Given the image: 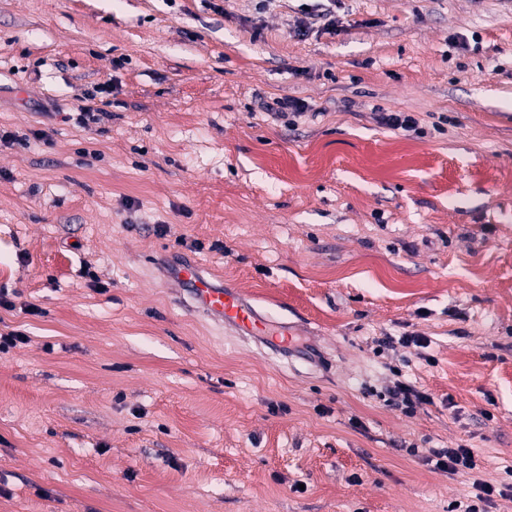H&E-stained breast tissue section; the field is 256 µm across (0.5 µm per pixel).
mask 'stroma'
I'll list each match as a JSON object with an SVG mask.
<instances>
[{
    "mask_svg": "<svg viewBox=\"0 0 512 512\" xmlns=\"http://www.w3.org/2000/svg\"><path fill=\"white\" fill-rule=\"evenodd\" d=\"M313 11L0 0V512H448L471 483L424 459L461 443L512 512V0ZM160 254L321 366L178 306ZM265 109L271 112L270 114L274 115L276 118L282 119L284 117H290V115H292L293 118H297L305 113L308 106L299 99L279 98L274 99L271 104H266ZM286 110L291 112H286ZM99 105H95V103L93 105L86 104L80 108V112L75 113V117L69 115L68 119L74 120L80 127L89 129L92 124H98L103 118L108 116V112L103 108L107 106V102L100 100ZM379 113L380 123L391 130H400L402 132L414 131L420 134L423 133L421 128L418 127V120L406 112H392L384 111L382 109V112ZM394 380L393 386L387 389L391 399L396 401L395 405L404 413H411L416 406L431 403L433 398L431 394L417 388L411 383L401 380L399 375Z\"/></svg>",
    "mask_w": 512,
    "mask_h": 512,
    "instance_id": "1",
    "label": "stroma"
}]
</instances>
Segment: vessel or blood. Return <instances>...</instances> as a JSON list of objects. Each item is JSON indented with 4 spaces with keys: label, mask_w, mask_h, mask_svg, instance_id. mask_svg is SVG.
<instances>
[{
    "label": "vessel or blood",
    "mask_w": 512,
    "mask_h": 512,
    "mask_svg": "<svg viewBox=\"0 0 512 512\" xmlns=\"http://www.w3.org/2000/svg\"><path fill=\"white\" fill-rule=\"evenodd\" d=\"M163 282L175 286V298L180 305L209 317L226 330L265 340L275 351L296 344L294 326L273 327L268 317L249 302L245 293L215 283L195 260L188 259L168 268Z\"/></svg>",
    "instance_id": "b4317fda"
}]
</instances>
